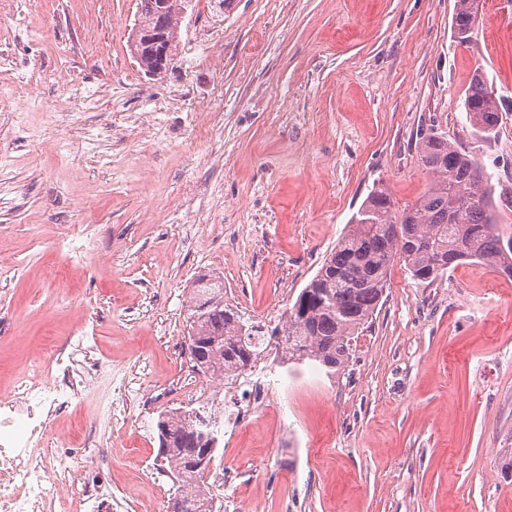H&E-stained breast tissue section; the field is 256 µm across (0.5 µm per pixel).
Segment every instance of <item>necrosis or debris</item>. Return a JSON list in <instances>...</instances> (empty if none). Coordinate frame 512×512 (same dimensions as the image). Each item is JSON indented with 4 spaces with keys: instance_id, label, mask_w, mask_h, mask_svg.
<instances>
[{
    "instance_id": "necrosis-or-debris-1",
    "label": "necrosis or debris",
    "mask_w": 512,
    "mask_h": 512,
    "mask_svg": "<svg viewBox=\"0 0 512 512\" xmlns=\"http://www.w3.org/2000/svg\"><path fill=\"white\" fill-rule=\"evenodd\" d=\"M92 345L88 332L69 337L65 346L50 348L36 372L18 375L0 392V512H112L111 485L87 480L81 468L87 457L108 461L118 449L73 441L67 430L48 433L49 412L76 395L73 357ZM203 398L231 432L264 411L269 389L250 383L233 392L210 389Z\"/></svg>"
}]
</instances>
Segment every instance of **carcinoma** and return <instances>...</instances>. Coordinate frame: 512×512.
Here are the masks:
<instances>
[{"label":"carcinoma","mask_w":512,"mask_h":512,"mask_svg":"<svg viewBox=\"0 0 512 512\" xmlns=\"http://www.w3.org/2000/svg\"><path fill=\"white\" fill-rule=\"evenodd\" d=\"M480 0H456L452 26L456 38L467 44L474 33ZM181 15L168 16L171 57L177 56ZM474 137L488 138L502 119L498 99L481 71L466 91ZM418 156L432 174L426 192L401 212L380 185L353 217L352 229L326 256L296 302L285 312L281 327L271 331L276 348L297 362L309 360L334 374L348 363L355 333L377 310L395 260L404 263L411 277L432 283L465 261H476L512 277V235L500 230L501 205L491 175L476 152L448 138L424 131L417 141ZM260 327L243 323L234 306L224 301V280L201 275L187 299L188 339L197 340L198 363L207 375L240 374L255 356L254 334ZM167 429L159 440L158 457L183 487L178 498L190 512L206 508L211 495L199 482L205 477L214 452L203 455L194 411L182 410L158 420Z\"/></svg>","instance_id":"cac0c4a2"}]
</instances>
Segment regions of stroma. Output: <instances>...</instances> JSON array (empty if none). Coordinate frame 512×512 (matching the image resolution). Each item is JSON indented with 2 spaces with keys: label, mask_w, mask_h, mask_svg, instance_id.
<instances>
[{
  "label": "stroma",
  "mask_w": 512,
  "mask_h": 512,
  "mask_svg": "<svg viewBox=\"0 0 512 512\" xmlns=\"http://www.w3.org/2000/svg\"><path fill=\"white\" fill-rule=\"evenodd\" d=\"M194 0L165 78L127 49L136 0H0V390L79 327L110 379L56 420L125 457L90 461L121 512H167L157 422L193 406L186 297L224 277L245 317L279 323L377 185L396 210L431 176L426 129L469 144L474 71L502 104L478 159L512 190V0ZM245 374L275 392L223 444L219 512H512V278L465 262L432 284L394 262L348 363L325 374L267 347ZM478 4L481 9L480 0H456L452 26L456 38L461 44L469 43L472 38L476 26L475 15Z\"/></svg>",
  "instance_id": "obj_1"
}]
</instances>
